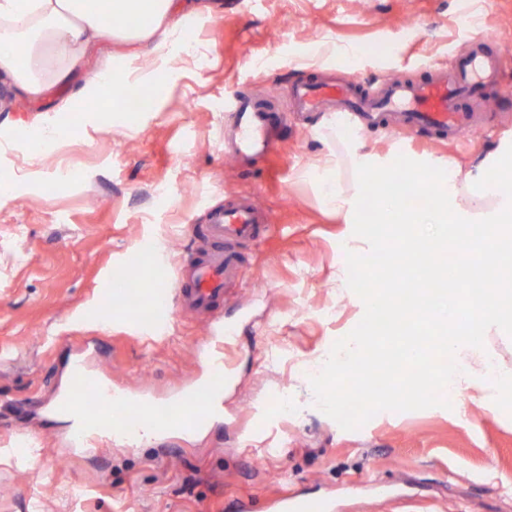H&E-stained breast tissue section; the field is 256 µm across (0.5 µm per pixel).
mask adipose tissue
<instances>
[{
  "label": "adipose tissue",
  "instance_id": "obj_1",
  "mask_svg": "<svg viewBox=\"0 0 512 512\" xmlns=\"http://www.w3.org/2000/svg\"><path fill=\"white\" fill-rule=\"evenodd\" d=\"M207 12L202 0H189L182 11L175 0H101L96 10L88 8L87 0H0V70L36 98L65 82L90 46L103 39L144 45L156 58L168 59L179 24L202 21ZM121 15L134 18V25L116 27L112 19ZM152 84L151 73L136 67L134 56L121 54L113 58L102 78L85 88L84 102L88 112L101 118L111 112L107 89ZM344 162L352 171L347 182L338 174ZM375 169L372 155L347 143L345 158L330 157L321 169L324 204L345 214L350 223H360L359 199Z\"/></svg>",
  "mask_w": 512,
  "mask_h": 512
}]
</instances>
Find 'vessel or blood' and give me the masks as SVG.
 I'll use <instances>...</instances> for the list:
<instances>
[{"label":"vessel or blood","mask_w":512,"mask_h":512,"mask_svg":"<svg viewBox=\"0 0 512 512\" xmlns=\"http://www.w3.org/2000/svg\"><path fill=\"white\" fill-rule=\"evenodd\" d=\"M499 72L498 57L485 54L479 47L429 81L389 80L384 94L377 98L365 95L357 79L336 85L307 80L296 86L294 98L305 112H319L331 106L336 112L353 114L373 123L383 122L388 113L395 112L402 126L425 128L444 140L465 130L481 131L474 113L463 111L459 100L476 96L486 82L498 79ZM227 109L234 119L236 153L268 149L271 110L244 97L230 101ZM260 219L257 206L248 197L214 209L203 235V247L192 254L187 276L163 280L154 289L150 324L161 322L171 299L182 308L203 314L222 304L224 286L239 266L237 246L258 238ZM230 333V327L213 323L205 375L171 400H150L115 392L111 383L101 380L84 365H76L57 405L58 411L74 414L83 425L74 434L75 445L88 447L98 440L133 433L157 432L165 436L176 429L207 425L214 415V403L224 390V338Z\"/></svg>","instance_id":"b4317fda"}]
</instances>
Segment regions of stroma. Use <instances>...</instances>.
Masks as SVG:
<instances>
[{
  "instance_id": "35a3bbf8",
  "label": "stroma",
  "mask_w": 512,
  "mask_h": 512,
  "mask_svg": "<svg viewBox=\"0 0 512 512\" xmlns=\"http://www.w3.org/2000/svg\"><path fill=\"white\" fill-rule=\"evenodd\" d=\"M152 111L136 125L71 111L76 94L118 52L99 42L84 66L39 98L0 72V512H268L295 494L333 512H512V415L495 403L382 411L342 429L316 405L311 377L365 311L347 285L352 225L322 204L315 172L336 143L326 114L292 111L290 90L357 77L417 83L485 39L502 55L501 83L482 91L496 118L454 142L428 130L397 135L346 124L391 163L442 157L468 169L512 141V0H208ZM287 113L274 150L242 163L224 154L227 99ZM67 129L55 150L12 141L20 125ZM69 159L73 174L59 181ZM167 195L158 199L156 187ZM251 197L270 218L261 244L237 247L240 272L219 310L238 327L224 397L210 425L164 438L135 435L91 451L58 417L19 412L64 389L72 359L134 395L186 388L203 365L207 319L171 305L169 330L148 336L125 306L104 303L113 268L159 253L175 271L211 207ZM355 240V239H354ZM484 355L460 351L482 378L484 356L512 372V337L489 331Z\"/></svg>"
}]
</instances>
